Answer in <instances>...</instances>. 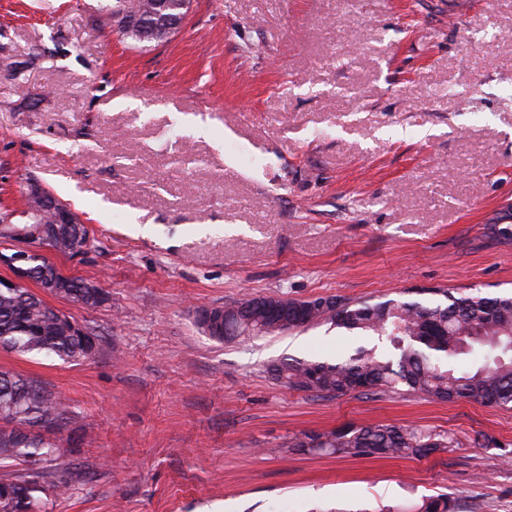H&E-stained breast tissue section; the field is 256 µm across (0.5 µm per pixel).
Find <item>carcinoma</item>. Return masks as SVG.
Returning <instances> with one entry per match:
<instances>
[{
  "instance_id": "cac0c4a2",
  "label": "carcinoma",
  "mask_w": 512,
  "mask_h": 512,
  "mask_svg": "<svg viewBox=\"0 0 512 512\" xmlns=\"http://www.w3.org/2000/svg\"><path fill=\"white\" fill-rule=\"evenodd\" d=\"M175 13L154 0H112L106 20L137 47L166 42L176 32L165 17ZM52 214L29 208L0 210V242L23 230L35 236L46 227L48 237L72 232L78 245L88 243L85 225H54ZM44 256L27 260L29 277L40 283ZM444 300L425 305L390 299L347 303L333 315L318 313L316 324H329L368 343L336 362L293 360L274 364L272 375L291 389L336 396L358 390L405 391L447 402L469 400L492 407L512 406V296H483L442 291ZM0 350L19 355H54L67 362L87 357L82 337L61 320L27 286L0 288ZM471 359L469 368L457 367ZM68 409L41 383L0 370V431L26 425L29 434L11 442L0 437V465L26 464L25 471L0 479V512H43L36 496L47 475L44 464L55 460L60 445L46 440L47 425L61 426ZM458 445L454 436L419 427L360 424L330 431H307L288 442L291 451L368 457H414L443 453ZM411 512H454L452 502L432 497Z\"/></svg>"
}]
</instances>
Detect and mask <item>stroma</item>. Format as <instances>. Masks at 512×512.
Segmentation results:
<instances>
[{"mask_svg":"<svg viewBox=\"0 0 512 512\" xmlns=\"http://www.w3.org/2000/svg\"><path fill=\"white\" fill-rule=\"evenodd\" d=\"M107 0H0V207L36 177L89 242L61 298L96 336L73 363L0 350L69 406L49 512H378L439 494L512 512V409L285 387L335 361L326 325L218 340L199 311L248 295L355 302L512 292V0H193L135 48ZM454 433L422 459L291 453L347 424Z\"/></svg>","mask_w":512,"mask_h":512,"instance_id":"obj_1","label":"stroma"}]
</instances>
